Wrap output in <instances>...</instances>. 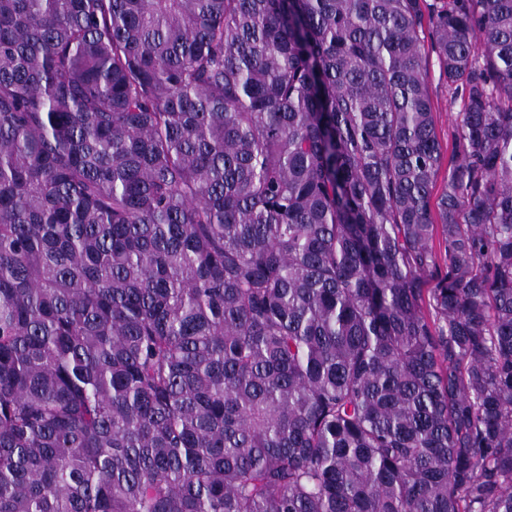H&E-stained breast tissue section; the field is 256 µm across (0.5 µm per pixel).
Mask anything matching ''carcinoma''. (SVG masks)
Listing matches in <instances>:
<instances>
[{"instance_id":"cac0c4a2","label":"carcinoma","mask_w":512,"mask_h":512,"mask_svg":"<svg viewBox=\"0 0 512 512\" xmlns=\"http://www.w3.org/2000/svg\"><path fill=\"white\" fill-rule=\"evenodd\" d=\"M0 512H512V0H0ZM429 91L432 100L434 125L437 139L442 147L443 164L434 181L433 202L443 192L448 177V161L458 156L457 137L459 113L463 110L460 93L449 90L440 78L439 65L434 55L428 60Z\"/></svg>"}]
</instances>
